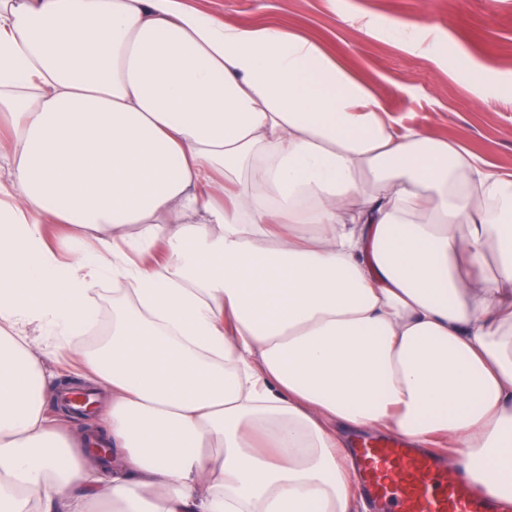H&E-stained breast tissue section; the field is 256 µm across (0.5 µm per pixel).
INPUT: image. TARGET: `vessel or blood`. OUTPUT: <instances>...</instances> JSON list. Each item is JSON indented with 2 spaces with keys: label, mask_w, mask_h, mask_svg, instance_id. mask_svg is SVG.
I'll return each mask as SVG.
<instances>
[{
  "label": "vessel or blood",
  "mask_w": 512,
  "mask_h": 512,
  "mask_svg": "<svg viewBox=\"0 0 512 512\" xmlns=\"http://www.w3.org/2000/svg\"><path fill=\"white\" fill-rule=\"evenodd\" d=\"M364 490L378 512H507L492 487L475 490L466 475L449 477L439 459L407 438L369 441L357 450Z\"/></svg>",
  "instance_id": "obj_1"
}]
</instances>
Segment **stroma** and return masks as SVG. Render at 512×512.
<instances>
[{"mask_svg": "<svg viewBox=\"0 0 512 512\" xmlns=\"http://www.w3.org/2000/svg\"><path fill=\"white\" fill-rule=\"evenodd\" d=\"M237 27L316 40L402 127L512 173V0H186ZM402 29L392 37L390 28Z\"/></svg>", "mask_w": 512, "mask_h": 512, "instance_id": "35a3bbf8", "label": "stroma"}]
</instances>
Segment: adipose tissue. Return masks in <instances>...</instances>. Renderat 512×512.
<instances>
[{
	"label": "adipose tissue",
	"instance_id": "ef3b65f1",
	"mask_svg": "<svg viewBox=\"0 0 512 512\" xmlns=\"http://www.w3.org/2000/svg\"><path fill=\"white\" fill-rule=\"evenodd\" d=\"M1 162L0 512H351L344 427L512 499V179L318 43L0 0ZM28 326L106 390L111 477L45 414ZM95 288H98L96 292V301L101 309V316L98 330L92 335H88L89 343L97 341L109 330L112 324V306H110L108 302V299L112 297V288L125 287L113 285L112 280H104L100 282Z\"/></svg>",
	"mask_w": 512,
	"mask_h": 512
}]
</instances>
